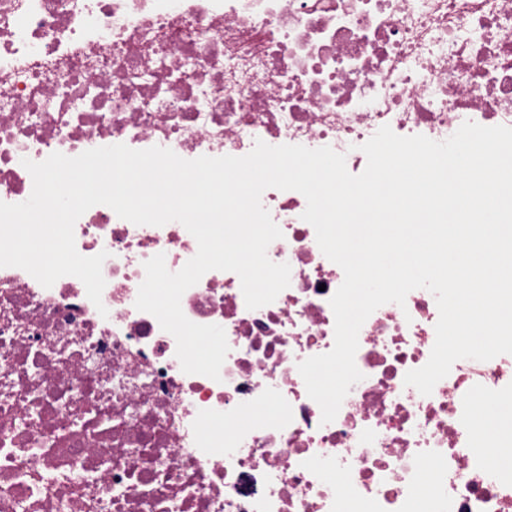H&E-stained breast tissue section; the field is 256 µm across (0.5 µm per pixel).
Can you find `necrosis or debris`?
I'll use <instances>...</instances> for the list:
<instances>
[{
    "mask_svg": "<svg viewBox=\"0 0 512 512\" xmlns=\"http://www.w3.org/2000/svg\"><path fill=\"white\" fill-rule=\"evenodd\" d=\"M467 121L512 127V0H0L2 202L27 200L24 160L55 152L192 160L261 140L331 147L357 175L382 126L442 141ZM261 202L289 287L251 310L239 276L212 270L181 298L225 330L217 381L184 373L135 306L147 260L195 256L181 223L88 209L74 236L108 254L98 306L77 277L46 288L0 267V512H512L482 421L512 390V354L458 360L428 396L405 385L439 317L413 290L365 321L363 378L322 423L298 365L332 349L344 273L301 193Z\"/></svg>",
    "mask_w": 512,
    "mask_h": 512,
    "instance_id": "necrosis-or-debris-1",
    "label": "necrosis or debris"
}]
</instances>
